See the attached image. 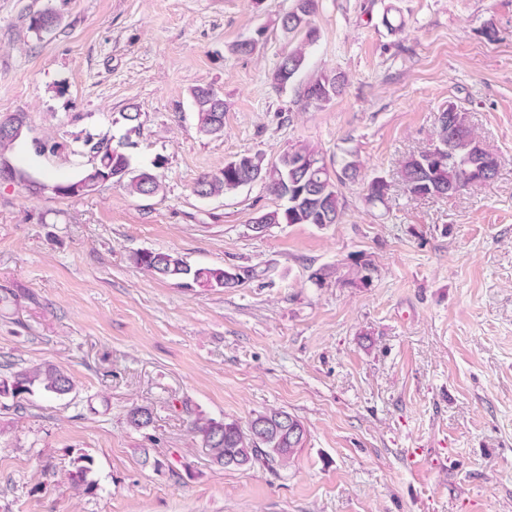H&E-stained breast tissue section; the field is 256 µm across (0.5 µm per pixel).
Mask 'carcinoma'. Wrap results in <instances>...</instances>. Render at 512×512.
I'll list each match as a JSON object with an SVG mask.
<instances>
[{"label":"carcinoma","instance_id":"cac0c4a2","mask_svg":"<svg viewBox=\"0 0 512 512\" xmlns=\"http://www.w3.org/2000/svg\"><path fill=\"white\" fill-rule=\"evenodd\" d=\"M318 0H294V6L283 15L281 27L286 33H301L300 43L285 53L272 73V81L281 90L295 83L306 68L307 50L317 41L311 23ZM58 17L44 11L29 17L28 29L36 34L51 31ZM347 79L337 73L313 74L300 85V99L307 106L320 108L342 95ZM191 98L200 132L219 136L224 131V100L210 87L197 86ZM30 126L24 112L0 117V170L11 180L41 193L49 190L62 197H77L96 190L107 182L117 183L136 197H154L163 190L162 181L148 171H132L130 158L109 141H84L90 156L89 166L79 177L67 183L47 184L32 179L12 163L14 151L26 142ZM437 146H447L456 161L431 159L423 153L411 154L401 164L404 192L411 198L424 193L448 197L474 183H487L497 174L496 159L481 147L480 139L470 124L467 113L453 103L435 117ZM261 180L271 195L284 205L266 211L255 223L266 224H337L342 217V189L352 183L361 184L363 200L372 206L384 205L389 184L380 176L365 178L361 172L358 152L348 151L336 164H327L319 150L309 143L299 142L284 151L274 161L260 154L237 156L224 163L214 173H205L194 183L192 192L206 198L220 197L253 181ZM134 264L152 275L204 288H236L254 276L250 269L195 267L182 256L164 251L142 250L133 253ZM74 383L67 372L51 363L36 364L7 376H0V399L12 400V407L23 410L33 405L31 397L39 393L58 398L70 394ZM132 426L143 429L153 423V413L147 407L134 408L129 414ZM258 422L272 424L270 433L259 440L253 433ZM193 434L206 448L212 461L221 466L233 462L235 467L262 464L271 467L286 465L304 447L307 431L301 420L286 411L271 409L258 414L243 426L236 420H217L204 415L191 422ZM87 457L74 461L67 480L76 490L91 491L95 481L89 479L91 468Z\"/></svg>","mask_w":512,"mask_h":512}]
</instances>
